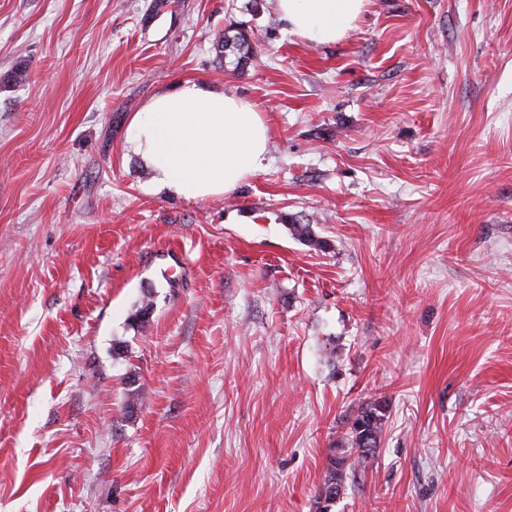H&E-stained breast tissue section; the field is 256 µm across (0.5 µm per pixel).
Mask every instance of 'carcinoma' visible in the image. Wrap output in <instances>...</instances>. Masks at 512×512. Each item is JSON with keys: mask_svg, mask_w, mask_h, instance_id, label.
<instances>
[{"mask_svg": "<svg viewBox=\"0 0 512 512\" xmlns=\"http://www.w3.org/2000/svg\"><path fill=\"white\" fill-rule=\"evenodd\" d=\"M213 47L217 55L228 57L234 55L236 66L243 69L257 59L256 51L247 30L243 28H228L215 33ZM290 232L300 241L319 249L327 248V243L313 236L312 228L308 224L296 222L289 223ZM385 407L380 402L363 404L347 420V430L340 439V447L347 449V454L330 459L326 474L322 481V488L345 487L349 474L357 467L364 465L373 458L378 447Z\"/></svg>", "mask_w": 512, "mask_h": 512, "instance_id": "carcinoma-1", "label": "carcinoma"}]
</instances>
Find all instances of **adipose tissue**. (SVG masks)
<instances>
[{
  "label": "adipose tissue",
  "mask_w": 512,
  "mask_h": 512,
  "mask_svg": "<svg viewBox=\"0 0 512 512\" xmlns=\"http://www.w3.org/2000/svg\"><path fill=\"white\" fill-rule=\"evenodd\" d=\"M364 0H274L291 32L333 43L352 28ZM131 149L157 189L186 200L224 196L262 165L267 126L248 101L184 82L160 92L130 121Z\"/></svg>",
  "instance_id": "adipose-tissue-1"
}]
</instances>
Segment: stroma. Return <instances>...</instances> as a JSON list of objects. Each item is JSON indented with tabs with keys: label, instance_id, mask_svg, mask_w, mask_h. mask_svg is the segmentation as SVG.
<instances>
[{
	"label": "stroma",
	"instance_id": "stroma-1",
	"mask_svg": "<svg viewBox=\"0 0 512 512\" xmlns=\"http://www.w3.org/2000/svg\"><path fill=\"white\" fill-rule=\"evenodd\" d=\"M186 81L269 129L221 198L128 146ZM371 401L330 512H512V0H0V512H315ZM364 0H274L288 29L319 43H334L352 28ZM233 28L229 26L222 31L215 33L213 47L217 55L228 57L229 54L235 56L236 66L244 69L257 59L256 51L249 37V33L244 28ZM230 32L234 34L230 35ZM385 416L384 405L380 402H372L359 406L347 420L348 428L340 439L339 447L347 448L343 454L347 452L349 454L337 459H330V464L316 496L317 512H327V509L332 505L327 499L321 501L323 494L329 498L334 496L332 490L323 491L322 494L320 492L321 488L335 487L337 491L341 487L345 489L349 474L355 471L358 465L362 466L373 458L374 451L380 442ZM355 453H357V456H355ZM343 489L332 501L335 502L341 497Z\"/></svg>",
	"mask_w": 512,
	"mask_h": 512
}]
</instances>
